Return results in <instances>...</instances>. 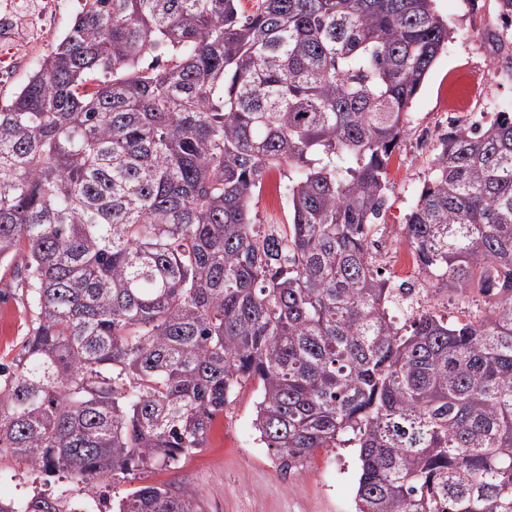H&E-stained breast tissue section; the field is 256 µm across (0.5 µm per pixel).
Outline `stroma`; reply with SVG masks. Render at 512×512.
<instances>
[{"instance_id": "stroma-1", "label": "stroma", "mask_w": 512, "mask_h": 512, "mask_svg": "<svg viewBox=\"0 0 512 512\" xmlns=\"http://www.w3.org/2000/svg\"><path fill=\"white\" fill-rule=\"evenodd\" d=\"M25 0H9L12 16L8 39L16 62L0 76V105L7 103L55 47L80 12L83 0H36L22 16ZM450 34L420 92L409 108V123L398 148L399 171L390 173V191L377 238L378 260L390 273L399 270L396 250L406 244V216L415 205L441 139L455 121L446 103L466 95L473 77H480V109L472 118L488 120L490 108L512 105V80L496 77L490 59L501 58L495 40L497 0H436ZM26 300L12 290L0 292V355L17 354L30 327ZM257 383L242 386L236 400L214 422L204 448L175 464L153 466L99 483L94 491L72 486L74 499L90 501L95 512H108L131 489L170 484L194 496L200 512H355L361 473L355 448L317 449L302 467L284 474L275 456L264 448L254 428ZM43 482L0 453V500L33 493Z\"/></svg>"}]
</instances>
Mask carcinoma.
I'll return each mask as SVG.
<instances>
[{
	"label": "carcinoma",
	"mask_w": 512,
	"mask_h": 512,
	"mask_svg": "<svg viewBox=\"0 0 512 512\" xmlns=\"http://www.w3.org/2000/svg\"><path fill=\"white\" fill-rule=\"evenodd\" d=\"M434 0H85L0 106V268L32 324L0 361V451L89 485L205 446L258 383L288 474L359 449L357 512H512V112L454 126L407 217L437 290L400 332L373 251ZM169 60L145 64L158 49ZM288 223L254 222L272 171ZM0 512H90L60 485ZM115 512H199L146 485ZM408 281L412 287L418 288L416 299L418 301V309L433 310L437 314L442 315L445 319L454 320L460 316V303L458 304L457 298L453 292L448 291V296L444 290L438 291L437 288H432L428 276L425 274H418V269L415 278L408 280L407 277L403 279Z\"/></svg>",
	"instance_id": "carcinoma-1"
}]
</instances>
